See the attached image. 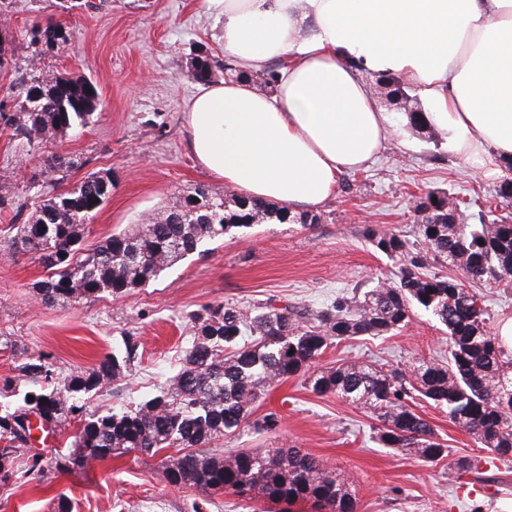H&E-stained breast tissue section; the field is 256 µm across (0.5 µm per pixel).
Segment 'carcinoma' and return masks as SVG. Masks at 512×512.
<instances>
[{"instance_id": "cac0c4a2", "label": "carcinoma", "mask_w": 512, "mask_h": 512, "mask_svg": "<svg viewBox=\"0 0 512 512\" xmlns=\"http://www.w3.org/2000/svg\"><path fill=\"white\" fill-rule=\"evenodd\" d=\"M31 34V42L40 37L46 44L64 36V30L58 22H36ZM192 76L198 82L212 79L209 56L196 57ZM21 96L9 126L30 145L87 126L98 104L95 85L82 77L33 79ZM61 167L57 155L47 156L30 181L55 188ZM111 193L112 181L93 172L73 189L41 200L27 222L10 225L13 246L41 254L48 274L37 282V292L44 302L124 294L235 229L320 221L316 214L295 217L286 207L231 190L213 194L200 185L173 197L162 216L113 234L86 252L81 248L86 225ZM461 204L446 191L428 190L416 197L414 209L422 216L418 249L393 231L368 232L377 252L400 261L395 277L363 293L339 295L319 311L262 308L247 316L233 305L202 307L192 314L195 332L167 388L132 409L100 415L86 409L90 393L124 377L137 362L138 345L131 337L98 365L71 373L61 384L45 360L24 363L22 404H0V482L43 469L36 454L28 457L24 471L14 468L11 459L14 450L29 447L22 422L36 415L56 426L78 424L74 451L61 457L72 465L103 461L114 453L153 457L175 448L177 453L161 463L171 485L194 486L206 497L217 492L245 499L258 495L281 506V512L297 502L310 504L312 512H356L350 488L299 448L200 454L238 428L269 386L297 374L306 377L314 393L334 394L373 416L380 423L378 441L386 448L430 463L448 456L447 446L415 412L414 404L424 401L447 411L448 419L488 452L484 458H458L457 468L476 471L482 464L511 459L512 359L486 329V310L475 287L512 278V224L490 222L482 211L478 223L470 224ZM430 255L457 268L463 278L429 272ZM415 309L448 332V359H419L405 369L354 361L309 372L329 341L386 335L404 327Z\"/></svg>"}]
</instances>
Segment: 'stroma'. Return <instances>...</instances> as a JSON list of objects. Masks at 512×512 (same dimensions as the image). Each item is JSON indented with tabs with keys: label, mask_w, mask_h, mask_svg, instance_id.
I'll use <instances>...</instances> for the list:
<instances>
[{
	"label": "stroma",
	"mask_w": 512,
	"mask_h": 512,
	"mask_svg": "<svg viewBox=\"0 0 512 512\" xmlns=\"http://www.w3.org/2000/svg\"><path fill=\"white\" fill-rule=\"evenodd\" d=\"M49 17L67 35L59 54L41 53L30 42L33 23ZM217 32L201 0H76L69 9L61 0H0V39L8 47L0 101L8 110L16 108L21 82L33 76H85L99 91L93 121L46 147H29L0 124V379L19 376L24 363L38 359L62 376L91 368L130 335L140 359L125 378L89 397L86 408L102 413L132 406L179 369L194 333L190 316L203 305L229 303L246 314L260 306L318 310L337 295L392 277L396 261L374 251L366 232L396 231L419 241L415 195L445 189L464 200L475 197L493 218L512 223V202L498 196V181L453 152L439 131L414 133L381 97L377 104L392 136L368 168L340 175L333 196L316 209L320 223L259 224L205 244L203 252L124 295L44 303L34 284L47 271L37 255L13 252L9 232L38 200L29 178L44 156L69 160L64 189L93 171L112 177L109 200L87 226V249L161 214L170 197L196 185L224 193L223 182L203 172L189 152L183 117L199 88L192 77L196 56L216 62V80L233 77ZM447 353V335L417 310L391 335L333 342L311 369L369 360L405 367ZM416 411L447 446V459L427 463L383 447L369 413L313 393L296 375L269 387L252 421L216 438L209 450L303 449L352 489L356 512H512V461L484 474L456 469L453 459L477 454L473 438L442 409L421 403ZM271 412L277 428L255 430L253 420ZM62 495L72 500L73 512H194L202 497L197 488L170 485L159 458L116 454L0 484V512H52Z\"/></svg>",
	"instance_id": "obj_1"
}]
</instances>
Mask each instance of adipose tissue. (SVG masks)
Segmentation results:
<instances>
[{
    "instance_id": "ef3b65f1",
    "label": "adipose tissue",
    "mask_w": 512,
    "mask_h": 512,
    "mask_svg": "<svg viewBox=\"0 0 512 512\" xmlns=\"http://www.w3.org/2000/svg\"><path fill=\"white\" fill-rule=\"evenodd\" d=\"M239 78L188 103L187 146L243 195L314 208L384 150L373 77L413 84L424 120L489 176L512 161V0H202ZM278 66L273 93L250 77Z\"/></svg>"
}]
</instances>
